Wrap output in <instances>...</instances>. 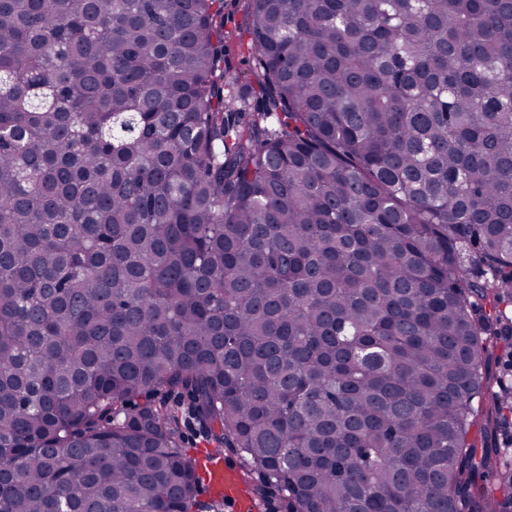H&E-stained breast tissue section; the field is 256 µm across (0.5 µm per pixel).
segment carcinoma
<instances>
[{
    "mask_svg": "<svg viewBox=\"0 0 512 512\" xmlns=\"http://www.w3.org/2000/svg\"><path fill=\"white\" fill-rule=\"evenodd\" d=\"M0 0V512H497L512 0ZM184 391L185 404L157 398ZM243 1L224 0V72L244 84L254 68V59L243 18ZM178 431L182 437L183 448L194 457L201 458V455L206 452L207 448H213L214 446L208 445L198 427L188 420H179ZM224 464L237 465L241 468L239 458L225 452L224 455L216 450L208 451L204 457L202 467L206 469L205 482L213 496H216L219 490H223L224 497L235 503H238L240 510L249 512L252 509V503L244 495L242 489L244 485L242 471L235 468L224 467Z\"/></svg>",
    "mask_w": 512,
    "mask_h": 512,
    "instance_id": "carcinoma-1",
    "label": "carcinoma"
}]
</instances>
